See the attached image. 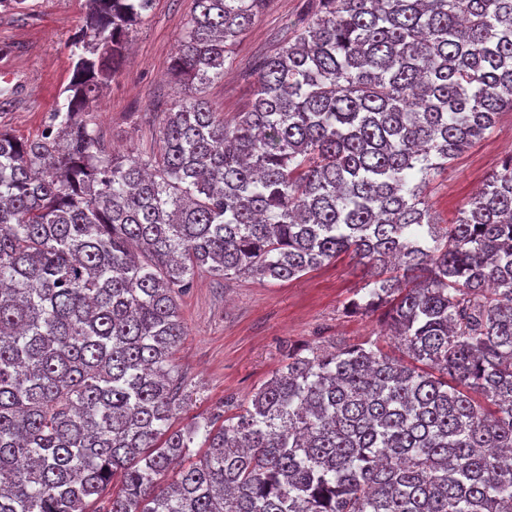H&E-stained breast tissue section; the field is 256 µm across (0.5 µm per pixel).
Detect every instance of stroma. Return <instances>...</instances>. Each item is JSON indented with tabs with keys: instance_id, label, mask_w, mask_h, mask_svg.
Wrapping results in <instances>:
<instances>
[{
	"instance_id": "stroma-1",
	"label": "stroma",
	"mask_w": 512,
	"mask_h": 512,
	"mask_svg": "<svg viewBox=\"0 0 512 512\" xmlns=\"http://www.w3.org/2000/svg\"><path fill=\"white\" fill-rule=\"evenodd\" d=\"M23 15L0 13V81L14 102L0 112V126L22 138L40 135L72 77L69 44L78 32L85 0H27ZM312 0H266L262 14L233 47L223 80L210 83L205 97L225 119L248 108L254 94L252 65L273 53ZM193 0H154L152 11L132 33L125 63L96 104L108 148L158 151L164 112L180 95L167 71ZM512 155V111L500 112L485 138L458 156L423 189L438 224L450 223L469 197ZM366 283L349 256L290 281L243 277L229 282L200 274L179 300L187 334L173 360L187 379L191 397L173 420L183 428L225 399L247 406L251 396L283 365L288 346H326L375 341L400 355L397 341L377 316L349 310Z\"/></svg>"
}]
</instances>
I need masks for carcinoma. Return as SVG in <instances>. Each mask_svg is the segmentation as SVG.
Returning <instances> with one entry per match:
<instances>
[{
    "mask_svg": "<svg viewBox=\"0 0 512 512\" xmlns=\"http://www.w3.org/2000/svg\"><path fill=\"white\" fill-rule=\"evenodd\" d=\"M194 4L158 153L89 112L153 0H86L46 131L0 128V512H512V158L441 232L422 196L512 110V0H320L230 122L203 89L262 0ZM342 254L405 357L290 349L173 428L196 275Z\"/></svg>",
    "mask_w": 512,
    "mask_h": 512,
    "instance_id": "obj_1",
    "label": "carcinoma"
}]
</instances>
